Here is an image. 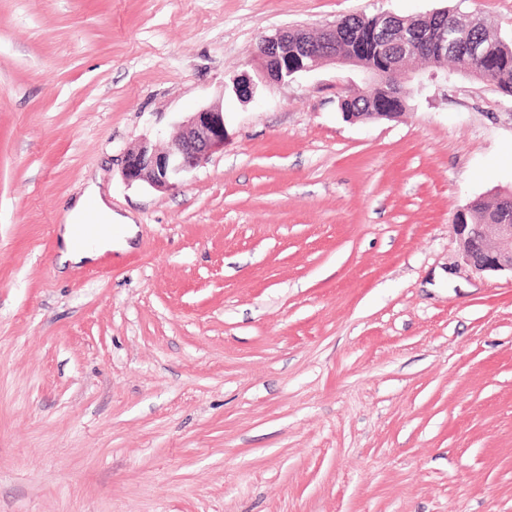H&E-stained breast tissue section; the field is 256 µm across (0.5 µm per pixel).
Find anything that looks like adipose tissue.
<instances>
[{
  "mask_svg": "<svg viewBox=\"0 0 512 512\" xmlns=\"http://www.w3.org/2000/svg\"><path fill=\"white\" fill-rule=\"evenodd\" d=\"M95 213L100 229L88 241H81L82 226L88 213ZM113 217L111 210L105 205L96 187H88L85 193L73 202L66 212L62 224L58 228L62 248L60 261L69 263H88L98 260L114 247L126 246L127 240L135 233L134 225H127L124 237L114 238Z\"/></svg>",
  "mask_w": 512,
  "mask_h": 512,
  "instance_id": "1",
  "label": "adipose tissue"
}]
</instances>
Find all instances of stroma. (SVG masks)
Segmentation results:
<instances>
[{
	"mask_svg": "<svg viewBox=\"0 0 512 512\" xmlns=\"http://www.w3.org/2000/svg\"><path fill=\"white\" fill-rule=\"evenodd\" d=\"M512 0H0V512H512V274L453 225L512 190L462 72L349 122L362 70L226 96L261 36ZM221 104L172 191L123 158ZM130 249L58 266L88 178Z\"/></svg>",
	"mask_w": 512,
	"mask_h": 512,
	"instance_id": "obj_1",
	"label": "stroma"
}]
</instances>
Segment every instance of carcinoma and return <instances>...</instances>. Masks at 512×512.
I'll return each instance as SVG.
<instances>
[{
	"label": "carcinoma",
	"instance_id": "carcinoma-1",
	"mask_svg": "<svg viewBox=\"0 0 512 512\" xmlns=\"http://www.w3.org/2000/svg\"><path fill=\"white\" fill-rule=\"evenodd\" d=\"M336 29V53L356 59L357 66L370 71L381 66L377 55L358 48L356 35L366 30L381 31L386 36L382 53L395 54L390 63L400 74L406 63L422 60L436 72L452 62L461 68L469 67L479 73L480 80L512 97V39L494 34L485 19L472 14L462 19L451 11H439L418 18L391 16L349 15L330 24ZM448 37H458L456 45L444 53L440 49L442 29ZM388 86L374 83L367 94L346 97L339 101L342 112H403L401 99H386ZM473 219L479 224H512V209L499 204L477 203Z\"/></svg>",
	"mask_w": 512,
	"mask_h": 512
}]
</instances>
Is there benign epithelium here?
Segmentation results:
<instances>
[{
	"instance_id": "benign-epithelium-1",
	"label": "benign epithelium",
	"mask_w": 512,
	"mask_h": 512,
	"mask_svg": "<svg viewBox=\"0 0 512 512\" xmlns=\"http://www.w3.org/2000/svg\"><path fill=\"white\" fill-rule=\"evenodd\" d=\"M288 32V28L278 29L263 36L249 62L252 71L236 76L224 89L242 102H252L265 88L285 84L297 73L312 71L328 61L352 63L331 49L328 38L336 30L326 28L321 39L298 44L295 55L301 65L293 70L288 67ZM224 140L223 107L200 108L182 123L179 134L166 146L159 147L145 138L128 150L123 178L129 184L145 181L158 191L174 190L188 173L224 149ZM469 212L468 208L461 212L454 224L465 263L479 272H512V224H478L469 221Z\"/></svg>"
}]
</instances>
